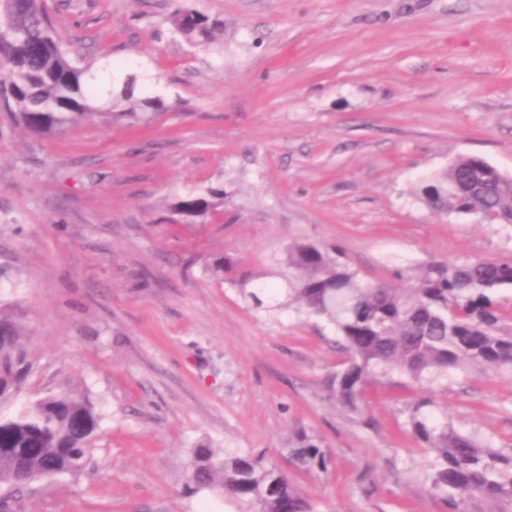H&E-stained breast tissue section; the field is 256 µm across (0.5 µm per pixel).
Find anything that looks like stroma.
Returning <instances> with one entry per match:
<instances>
[{
    "label": "stroma",
    "instance_id": "obj_1",
    "mask_svg": "<svg viewBox=\"0 0 512 512\" xmlns=\"http://www.w3.org/2000/svg\"><path fill=\"white\" fill-rule=\"evenodd\" d=\"M174 3L46 0L72 57L134 65L136 96L162 97L151 123L36 137L0 118V305L32 365L0 412L67 390L99 417L81 472L0 495L13 512H236L186 494L193 448L282 464L302 427L331 456L291 473L314 512H445L406 427L421 389L342 409L333 326L255 311L206 267L223 252L265 274L295 242L400 288L432 263L512 264V226L418 198L462 156L512 177V0H189L223 20L218 50L174 34ZM210 187V219L167 221ZM432 399L457 432L512 449V370L450 371Z\"/></svg>",
    "mask_w": 512,
    "mask_h": 512
}]
</instances>
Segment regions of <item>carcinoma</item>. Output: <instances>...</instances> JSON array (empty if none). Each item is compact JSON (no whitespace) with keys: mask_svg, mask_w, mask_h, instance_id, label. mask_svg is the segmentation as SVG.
Returning a JSON list of instances; mask_svg holds the SVG:
<instances>
[{"mask_svg":"<svg viewBox=\"0 0 512 512\" xmlns=\"http://www.w3.org/2000/svg\"><path fill=\"white\" fill-rule=\"evenodd\" d=\"M189 43L209 47L224 41V22L185 2L168 16ZM96 72L74 60L56 33L45 0H0V113L36 136H49L96 117L144 118L163 105L160 97H134L135 80L120 91L100 94ZM433 211L480 214L490 224L512 226V182L479 157H460L419 190ZM224 200V190L188 194L169 212L188 224L205 222ZM274 276L283 288L248 289L252 274L228 254L216 255L208 276L227 283L271 313L292 307L336 326L347 359L331 380L342 408L359 413L368 385L400 374L429 386L465 366L512 369V310L495 294L512 288V265L491 261L433 263L411 288L368 282L342 254L315 243L287 246ZM21 330L0 309V404L23 389L31 365L20 343ZM434 401L408 406L411 433L432 457L430 492L449 512L489 499L496 512H512V452L483 445L437 420ZM98 428L91 403L68 391L48 394L13 415L0 413V484L21 487L85 468ZM299 471L326 469L327 451L300 430L287 448ZM186 489L218 492L242 512H313L299 486L276 462L261 454L192 449Z\"/></svg>","mask_w":512,"mask_h":512,"instance_id":"cac0c4a2","label":"carcinoma"}]
</instances>
